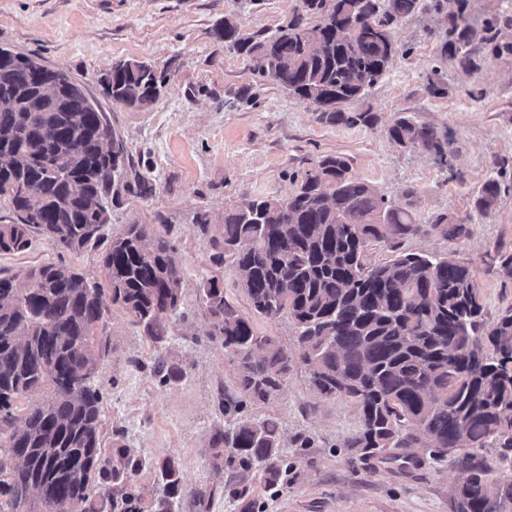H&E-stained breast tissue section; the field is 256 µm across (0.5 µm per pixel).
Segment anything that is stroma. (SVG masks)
I'll use <instances>...</instances> for the list:
<instances>
[{
	"label": "stroma",
	"instance_id": "stroma-1",
	"mask_svg": "<svg viewBox=\"0 0 512 512\" xmlns=\"http://www.w3.org/2000/svg\"><path fill=\"white\" fill-rule=\"evenodd\" d=\"M296 0H0V47L36 58L79 82L106 112L137 172L154 187L140 198L124 194L113 206L107 236L145 224L177 247L183 279L182 315L160 340H151L121 308L107 317L109 349L98 364L102 393L100 433L105 455L121 445L145 456H173L187 485L214 489L208 512H453L457 469L431 461L401 469L363 459L344 440L360 425L355 405L325 399L295 365L281 394L244 410L275 418L285 443L288 483L271 488L249 481L245 497L223 492L228 472L210 463V439L230 426L221 406L237 368L219 343L209 341V314L201 283L217 277L235 309L254 329L285 347L295 344L288 316L258 315L237 285L231 260L215 263L195 216L220 229L227 207L247 197L288 196L293 178L324 155L344 157L352 174L388 201L406 207L419 232L402 241L410 252L453 254L472 262L487 320L512 307V277L492 260L512 252V59L482 63L466 74L444 68L448 93L425 90L436 64V42L424 27L433 14L408 17L393 28L398 46L384 76L361 102L379 116L376 126L321 120L307 101L259 80L251 58L225 47L216 30L226 16L244 34H274L289 21ZM142 59L166 68L169 80L155 103L136 110L114 103L103 80L117 62ZM400 115L446 131L455 154L450 166L419 151H403L386 136ZM501 192L489 214L474 211L484 182ZM453 216L466 236H444L437 223ZM101 248L77 253L37 236L29 249L0 254V276L65 262L87 278L105 275ZM181 367L183 379L161 384L156 356ZM312 437L299 448L297 435Z\"/></svg>",
	"mask_w": 512,
	"mask_h": 512
}]
</instances>
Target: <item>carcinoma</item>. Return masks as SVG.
Here are the masks:
<instances>
[{"label": "carcinoma", "instance_id": "cac0c4a2", "mask_svg": "<svg viewBox=\"0 0 512 512\" xmlns=\"http://www.w3.org/2000/svg\"><path fill=\"white\" fill-rule=\"evenodd\" d=\"M287 26L255 38L237 18L216 31L224 45L256 61L260 78L317 105L330 123L372 127L378 116L358 110L397 51L392 29L419 12L441 26L426 35L438 61L471 73L477 57L512 56V13L472 16L469 0H297ZM315 17L318 24L309 26ZM167 79L138 60L112 67L106 93L145 109ZM432 96L447 93L439 67L427 76ZM388 139L445 166L448 133L398 116ZM106 113L64 72L0 47V254L19 253L39 235L80 252L104 239L108 198L120 190L152 192L128 171ZM490 179L475 201L489 213L500 194ZM411 212L350 174L349 162L326 155L305 170L287 198H245L224 211L215 262L232 259L238 286L253 309L295 324V350L260 336L239 315L215 277L203 281L210 325L206 337L237 363L236 388L224 413L239 418L214 433L213 466L236 478L229 493L246 495L259 475H282L277 421L242 415L268 403L301 363L314 389L344 397L359 411L358 431L343 442L364 456L401 466L453 456L460 473L454 512H512V477H494L483 451L512 460V309L493 322L473 266L454 255L397 251L417 234ZM385 243L393 259L367 264V248ZM106 283L91 282L63 263L27 269L22 282L0 277V512H141L137 476L157 473L153 512H177L186 497L205 512L214 490L184 482L175 458L134 455L118 446L102 453V395L95 383L108 349L105 318L119 306L159 340L181 316L177 248L145 224L112 237L102 257ZM167 385L184 370L160 360ZM112 480V491H95Z\"/></svg>", "mask_w": 512, "mask_h": 512}]
</instances>
